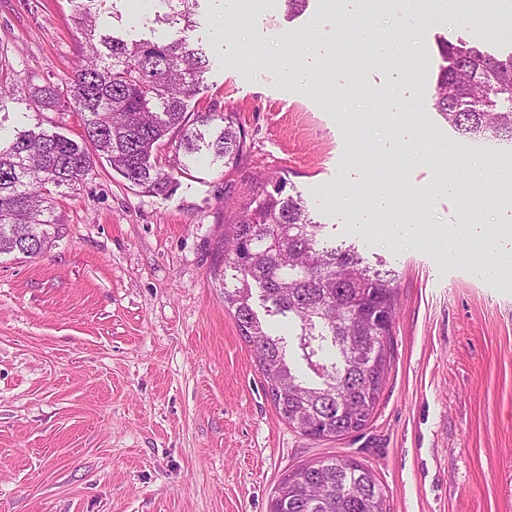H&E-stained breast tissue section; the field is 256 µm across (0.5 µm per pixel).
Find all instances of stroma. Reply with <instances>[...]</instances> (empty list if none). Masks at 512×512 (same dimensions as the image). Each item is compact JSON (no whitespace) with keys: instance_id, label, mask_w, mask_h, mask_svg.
I'll list each match as a JSON object with an SVG mask.
<instances>
[{"instance_id":"stroma-1","label":"stroma","mask_w":512,"mask_h":512,"mask_svg":"<svg viewBox=\"0 0 512 512\" xmlns=\"http://www.w3.org/2000/svg\"><path fill=\"white\" fill-rule=\"evenodd\" d=\"M360 0H310L293 20L257 0L227 39L221 0H200L193 33L210 65L194 103L236 112L249 147L237 165L186 158L168 195L140 192L100 163L53 212L54 237L33 258L0 254V512H269L285 472L327 456L369 466L387 512H512V274H479L466 250L384 243L393 224L458 229L479 244L512 225L501 187L512 146L475 151L432 107L436 38L470 23L512 26L474 0H390L375 41L343 49L337 20ZM113 33L151 38L160 0H104ZM68 0H0V65L41 83L77 64ZM287 42L270 43L272 33ZM307 65L302 88L281 56ZM38 128L83 141L78 112L0 110V133ZM378 169L349 163L355 140ZM286 177L329 242L394 270L398 313L390 364L366 425L313 438L278 414L251 344L225 310L213 270L224 218L258 179ZM459 186L440 192L442 181ZM398 190L363 229L358 197Z\"/></svg>"}]
</instances>
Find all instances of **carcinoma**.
<instances>
[{
  "label": "carcinoma",
  "instance_id": "cac0c4a2",
  "mask_svg": "<svg viewBox=\"0 0 512 512\" xmlns=\"http://www.w3.org/2000/svg\"><path fill=\"white\" fill-rule=\"evenodd\" d=\"M79 40V63L61 83H28L24 101L39 111L81 112L85 140L93 150L60 134L20 131L0 136V254L40 255L57 197L106 161L113 172L143 193L165 195L179 150L212 152L224 164L246 153V137L234 112L188 109L201 91L209 58L194 41L199 0H160L167 12L151 20L175 29L162 42L123 40L103 33L109 21L100 0H69ZM441 58L433 108L461 136L512 143V53L498 58L482 43L437 40ZM17 73L0 70V106L13 98ZM222 127L205 141L202 129ZM178 139L167 165L155 160ZM280 178L262 187L224 225L221 259L214 277L224 305L253 346L282 419L321 438L363 427L377 403L398 311L393 271L371 266L348 246L327 242L300 196L285 192ZM296 324V349L310 378L298 371L281 338L254 311V294ZM269 512H385L372 470L354 459L319 458L285 474Z\"/></svg>",
  "mask_w": 512,
  "mask_h": 512
}]
</instances>
